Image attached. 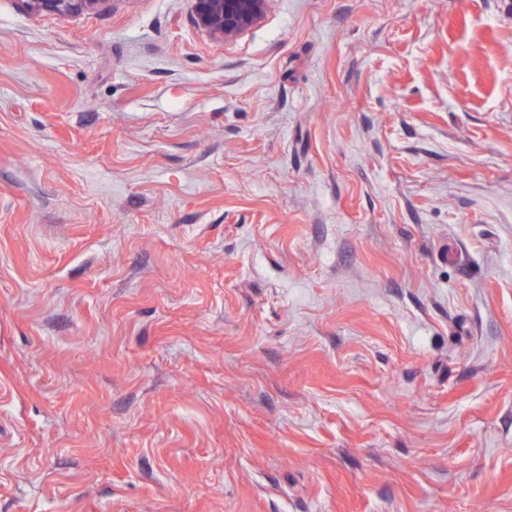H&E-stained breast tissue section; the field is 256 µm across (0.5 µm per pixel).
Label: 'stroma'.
Returning <instances> with one entry per match:
<instances>
[{"label": "stroma", "instance_id": "1", "mask_svg": "<svg viewBox=\"0 0 512 512\" xmlns=\"http://www.w3.org/2000/svg\"><path fill=\"white\" fill-rule=\"evenodd\" d=\"M0 512H512V0H0ZM28 10L35 13H50L60 16L80 14L95 10L110 0H24ZM269 0H192L199 27L215 38L231 41L256 26Z\"/></svg>", "mask_w": 512, "mask_h": 512}]
</instances>
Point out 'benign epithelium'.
Masks as SVG:
<instances>
[{"label": "benign epithelium", "mask_w": 512, "mask_h": 512, "mask_svg": "<svg viewBox=\"0 0 512 512\" xmlns=\"http://www.w3.org/2000/svg\"><path fill=\"white\" fill-rule=\"evenodd\" d=\"M28 10L60 16L95 10L110 0H24ZM199 27L215 38L231 41L264 17L269 0H192Z\"/></svg>", "instance_id": "obj_1"}]
</instances>
